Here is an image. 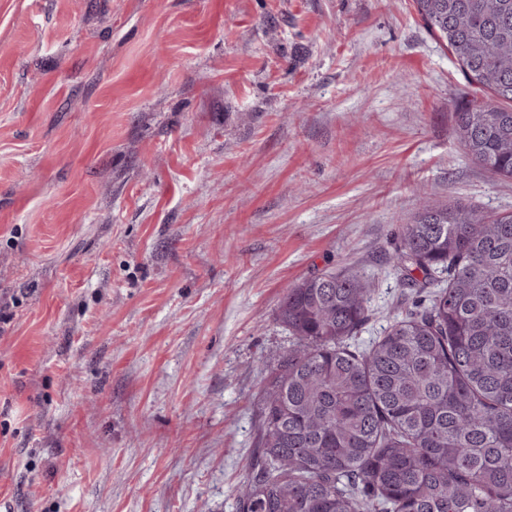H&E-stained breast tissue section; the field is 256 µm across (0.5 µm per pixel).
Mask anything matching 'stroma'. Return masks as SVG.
I'll return each mask as SVG.
<instances>
[{"instance_id":"35a3bbf8","label":"stroma","mask_w":512,"mask_h":512,"mask_svg":"<svg viewBox=\"0 0 512 512\" xmlns=\"http://www.w3.org/2000/svg\"><path fill=\"white\" fill-rule=\"evenodd\" d=\"M413 0H0V512H236L286 285L425 300L416 208L512 212Z\"/></svg>"}]
</instances>
